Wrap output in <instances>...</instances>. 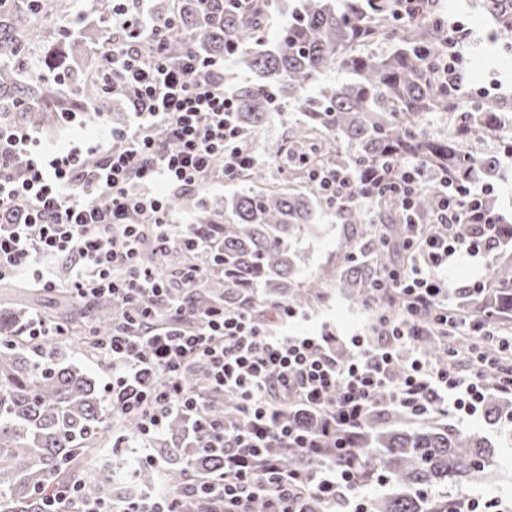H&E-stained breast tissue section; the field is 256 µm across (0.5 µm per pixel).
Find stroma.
Instances as JSON below:
<instances>
[{"label": "stroma", "mask_w": 512, "mask_h": 512, "mask_svg": "<svg viewBox=\"0 0 512 512\" xmlns=\"http://www.w3.org/2000/svg\"><path fill=\"white\" fill-rule=\"evenodd\" d=\"M450 19L468 23L477 37L471 44L468 57L473 63L471 83L474 87H494L496 96L512 97V61L496 58L492 53L491 34L493 24L485 13L482 0H455V7L449 14ZM128 110L109 114L106 118H95L93 113L83 112L75 124H64L51 129L36 130L35 135L46 147L84 148L90 145L104 128L121 127L128 123ZM296 112H284L275 115L258 135L259 161L268 175H277L275 166L276 150L288 135V126L299 120ZM361 226L339 224L334 218H325L322 224L304 227L302 234L294 244L297 254L296 264L299 279L321 272H336L343 264L347 241L357 238ZM326 302L301 309L300 317L290 330L294 333L318 335L331 332L337 338L364 332L370 329L372 313L359 303L351 290L331 283ZM445 424L463 432L475 433L484 437L491 446L492 457L487 469V477L480 483L471 485V493L480 499L512 500V429L503 425L497 415L489 410L471 418L461 419L448 416ZM137 439H130L123 447H112L103 443L88 467L95 470L107 465L116 481L126 483L132 495L151 496L164 488L163 473L167 468L166 460H159L151 470V479L131 478L130 471L137 459L144 456Z\"/></svg>", "instance_id": "35a3bbf8"}]
</instances>
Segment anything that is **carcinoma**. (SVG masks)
Here are the masks:
<instances>
[{
    "label": "carcinoma",
    "mask_w": 512,
    "mask_h": 512,
    "mask_svg": "<svg viewBox=\"0 0 512 512\" xmlns=\"http://www.w3.org/2000/svg\"><path fill=\"white\" fill-rule=\"evenodd\" d=\"M64 0H0V121L40 128L63 122L64 112L106 114L120 96L103 92L94 79L78 81V57L97 67L101 45L112 31H88L94 23L73 28L64 23ZM208 0L201 16L197 0H162L155 8L158 23L173 22L177 34L165 40L167 53L187 50L202 56L224 55L227 40L239 46L237 69L254 75L228 81L241 124L259 134L275 112H299L279 155L288 162L283 180L256 189L263 178L256 167L238 179L240 188L224 196V210L212 211L196 195L176 191L171 203L196 213L195 233L212 243L207 274L193 291L201 305L218 299L248 306L262 292L273 303L300 308L322 296L325 277L296 278L292 244L301 227L332 216L338 224H370L373 229L354 241L358 258L336 274L360 302L373 306L377 276L404 259L399 252L404 231L397 200L372 194L365 204L330 209L309 181L314 167H348L356 193L369 191V172L385 162L399 166L426 163L438 173L456 176L470 168L487 177L498 168V152L477 146L484 136L500 138L499 152L512 155V99L448 96L433 81L434 63L447 53L443 33L431 21L393 18L389 0H298L278 27L273 45L265 39L268 6L255 2L249 15ZM495 20L496 44L512 56V0H483ZM387 44L375 53L368 47ZM331 71L344 78L324 83ZM448 118V133H426L432 113ZM441 186L435 184L416 199V211L427 218ZM502 242L491 261L488 291L456 292L459 310L481 318L493 310L512 313V224L500 226ZM94 332L112 330L118 316L108 302L93 305ZM27 304L17 300L0 313V512H43L42 498L55 489L79 483L88 496H119L110 471L89 474L112 428L103 419L102 398L94 378L67 362L68 350L91 349L94 337L81 324H65L67 335L34 341L22 335ZM170 435L181 447L157 443L174 463L165 475L181 486L191 473L218 472L219 461L201 448L204 432H186L172 423ZM364 452L353 460L364 479L383 475L392 492L369 504L371 512H457L459 500L446 489H462L482 477L490 449L475 434L446 425L423 423L409 428L395 421L365 430ZM321 460L298 452L288 467L313 471Z\"/></svg>",
    "instance_id": "cac0c4a2"
}]
</instances>
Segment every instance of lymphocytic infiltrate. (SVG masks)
I'll list each match as a JSON object with an SVG mask.
<instances>
[{"label": "lymphocytic infiltrate", "mask_w": 512, "mask_h": 512, "mask_svg": "<svg viewBox=\"0 0 512 512\" xmlns=\"http://www.w3.org/2000/svg\"><path fill=\"white\" fill-rule=\"evenodd\" d=\"M445 34L448 55L433 77L449 95L470 96L458 62L474 33L452 21ZM164 40L144 5L117 8L98 77L130 101L132 121L106 130L86 150H48L29 130L0 125V279L34 271L43 256L66 254L68 290L84 300L109 297L125 313L96 345L112 367L105 390L113 411L138 419V437L149 450L167 436L173 419L205 427L206 445L223 466L217 475L193 476L152 498L89 499L72 484L49 495L44 512H186L189 502L208 512H247L256 498L264 499L267 512H297L306 494L319 498L326 512H368L369 494L350 462L372 415L392 410L425 420L453 409L474 412L491 394L512 399V368L483 352L493 336L483 324L471 325V346L449 351L447 362L420 348L426 337L447 335L455 324L448 312L449 260L460 253L487 258L499 245V226L484 207L494 188L469 174L438 176L422 163L373 170L374 188L402 206L408 262L377 280L372 332L348 337V353L336 350L327 334L290 335L298 312L286 305L260 311L181 298L140 262L149 238L163 252L208 248L192 225L174 223L167 190L208 185L218 166L234 180L257 165L258 149L224 85L237 43L227 41L220 58L189 52L172 58L162 50ZM201 67L213 80L189 82L188 74ZM19 154L27 158L22 171L10 167ZM436 180L443 190L425 223L416 199ZM103 193L110 197L105 208L96 203ZM461 224L474 227L465 242L456 233ZM462 361L472 366V379L458 376L455 365ZM191 369L203 375L205 387L186 383ZM219 394L232 395L237 406L215 419L208 404ZM299 410L315 413L316 427L299 425ZM293 449L320 457L322 467L289 468Z\"/></svg>", "instance_id": "obj_1"}]
</instances>
